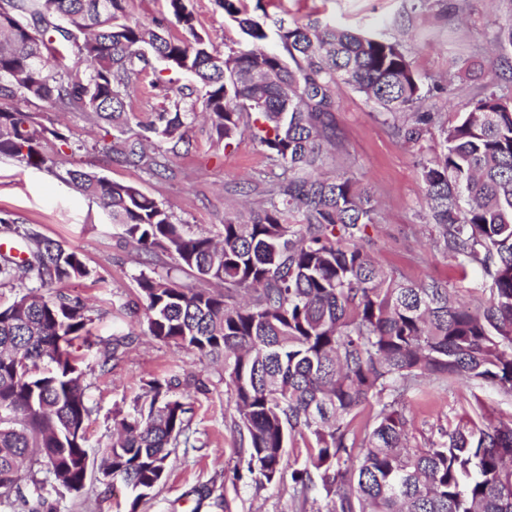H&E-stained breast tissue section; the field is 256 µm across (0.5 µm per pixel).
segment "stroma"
Listing matches in <instances>:
<instances>
[{"label":"stroma","instance_id":"stroma-1","mask_svg":"<svg viewBox=\"0 0 512 512\" xmlns=\"http://www.w3.org/2000/svg\"><path fill=\"white\" fill-rule=\"evenodd\" d=\"M199 32L216 47L237 46L242 35L215 0H188ZM250 14L265 10L267 50L280 51L279 26L316 23L357 29L399 39L424 87L420 109L448 119L468 111L470 99L505 72L491 46L498 24L512 15V0H245ZM131 22L161 29L170 37L183 31L166 0H127ZM153 63L134 87L129 102L133 117L126 135L140 134L158 105L150 83L172 79ZM333 122L335 150L329 151L325 175L348 174L380 204L379 221L367 229V246L385 268L415 282L442 280L458 299L472 302L488 295L483 270H459L454 259L438 251L434 231L424 215L423 164L441 150L438 130L406 143L379 108L352 88L336 89ZM37 122L58 129L64 141H51L55 172L0 158V217L31 227L79 251L90 278L59 285V292L92 310L94 348H77L85 371V398L92 413L86 431L89 473L84 489L71 493L56 483L44 490V512H321L327 501L316 489L310 500H291L288 482L257 484L241 461V440L232 423L224 364L153 339L147 334L144 305L135 279L147 270L146 257L128 246L99 200L64 180L66 170L92 171L109 180L132 183L170 208L192 230L213 234L225 218L247 214L259 204L269 179L279 175L268 153L251 133L230 146L217 144L205 117L187 128L191 148L163 143L168 170L151 176L120 165L95 149L111 140L113 130L94 125L83 112L62 113L40 103ZM127 334L132 343L111 372L101 373L100 345ZM173 379L171 397L191 408L190 447L174 448L165 481L149 496L135 499L117 479L99 471L102 452L113 440L115 416H136L146 381ZM481 400L494 419L512 421V395L457 379L445 387L424 384L404 395L414 442L440 443L448 426L466 417L473 400Z\"/></svg>","mask_w":512,"mask_h":512}]
</instances>
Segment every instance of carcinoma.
<instances>
[{
	"instance_id": "cac0c4a2",
	"label": "carcinoma",
	"mask_w": 512,
	"mask_h": 512,
	"mask_svg": "<svg viewBox=\"0 0 512 512\" xmlns=\"http://www.w3.org/2000/svg\"><path fill=\"white\" fill-rule=\"evenodd\" d=\"M101 1L110 3L105 19ZM125 2L0 0V156L57 167L34 128L28 105L35 101L117 129L102 149L153 174L167 166L145 141L190 146L185 128L198 102L226 147L256 126L259 143L292 176L248 220L224 219L216 238L191 233L135 185L66 171L128 241L154 259L167 255L205 284L180 287L155 271L140 273L148 335L224 357L233 422L258 484L283 478L286 444L298 436L311 444L290 473L293 488L307 494L318 473L326 512H512L511 422L494 420L477 399L443 443L410 448L398 400L409 387L459 376L512 394V103L491 84L448 123L415 111L421 82L396 39L296 24L279 29L283 53L267 52L258 47L268 38L263 21L242 0H217L247 40L222 53L198 32L186 0H167L184 31L179 39L130 22ZM493 41L512 51V16ZM214 55L224 68L208 65ZM152 56L192 84L175 90L151 82L166 105L144 133L124 137L129 89ZM340 84L389 120L411 113L409 141L439 127L441 151L421 169L425 220L460 267L483 269L488 296L467 304L445 282H406L366 249V230L378 218L373 195L345 173H321L324 148L335 144ZM0 232L20 238L28 253L20 263L0 254V282L42 288L91 275L80 252L9 218L0 217ZM91 323L89 311L62 293L29 289L0 303V500L20 512H41L49 478L68 491L85 487L91 410L74 345H93ZM129 344L128 336L113 337L101 371ZM145 394L150 401L138 416L116 421L120 437L100 461L136 492L134 506L164 481L190 424V408L168 395L167 383L149 380ZM373 400L379 411L354 426Z\"/></svg>"
}]
</instances>
